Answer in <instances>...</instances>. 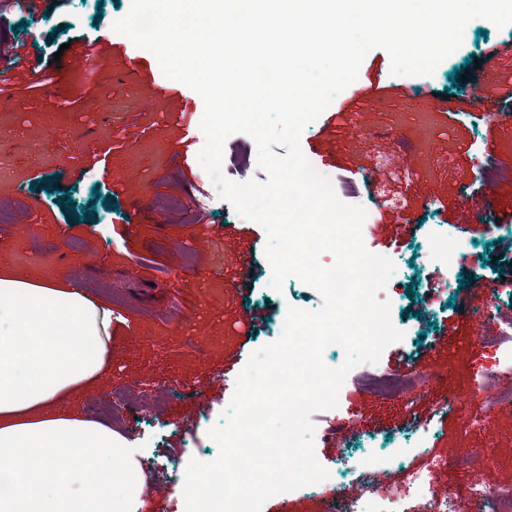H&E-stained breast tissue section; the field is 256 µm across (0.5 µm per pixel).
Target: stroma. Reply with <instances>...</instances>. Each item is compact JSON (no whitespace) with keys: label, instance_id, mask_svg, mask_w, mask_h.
Returning a JSON list of instances; mask_svg holds the SVG:
<instances>
[{"label":"stroma","instance_id":"1","mask_svg":"<svg viewBox=\"0 0 512 512\" xmlns=\"http://www.w3.org/2000/svg\"><path fill=\"white\" fill-rule=\"evenodd\" d=\"M130 2L46 0L40 14L11 13L0 29L22 45L19 57L0 58V131L9 133L0 139V266L76 280L118 315L112 371L67 399L76 413L109 425L120 411L114 389L151 396L172 385L126 428L154 427L143 462L156 485L140 512H185L187 464L218 457L208 431L221 423L239 373L289 308L314 311L322 298L294 278L271 287L265 229L240 221L220 195L194 209L205 188L204 101L176 80L170 93H156L166 79L154 54L113 29ZM76 40L94 48L93 71L60 54ZM508 44L512 25L472 20L430 76L391 74L387 52L373 50L301 135L305 158L332 176L338 198L371 211L366 249L394 263L388 299L404 337L382 365L428 376L420 395L386 402L349 372L336 410L316 426L341 417L352 430L314 448L347 495L362 486L346 464L364 455L402 480L430 469L436 486H453L460 512H480L474 488L512 486V403L489 405L472 387L475 375L494 371L512 390V372L475 339L483 306L512 308V129L493 131L477 107L463 120L448 117L485 87L512 83V66L486 62L489 46ZM485 182L504 205L484 213ZM378 185L392 204L375 199ZM438 241L456 246L459 260L433 254ZM472 448L480 451L472 467H440Z\"/></svg>","mask_w":512,"mask_h":512}]
</instances>
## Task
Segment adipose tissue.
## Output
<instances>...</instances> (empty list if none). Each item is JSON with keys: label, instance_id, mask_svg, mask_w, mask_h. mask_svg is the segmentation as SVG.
Listing matches in <instances>:
<instances>
[{"label": "adipose tissue", "instance_id": "obj_1", "mask_svg": "<svg viewBox=\"0 0 512 512\" xmlns=\"http://www.w3.org/2000/svg\"><path fill=\"white\" fill-rule=\"evenodd\" d=\"M0 272V512H139L142 453L126 436L61 410L110 366L112 310L82 289ZM97 339L89 351L82 337Z\"/></svg>", "mask_w": 512, "mask_h": 512}]
</instances>
